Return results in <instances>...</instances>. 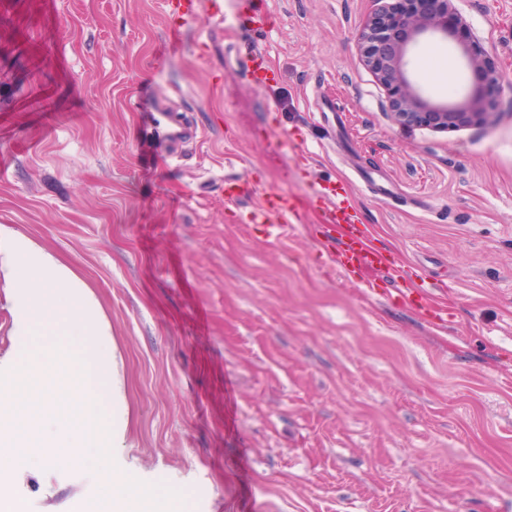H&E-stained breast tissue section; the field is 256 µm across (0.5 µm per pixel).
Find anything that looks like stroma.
<instances>
[{
    "label": "stroma",
    "instance_id": "stroma-1",
    "mask_svg": "<svg viewBox=\"0 0 512 512\" xmlns=\"http://www.w3.org/2000/svg\"><path fill=\"white\" fill-rule=\"evenodd\" d=\"M223 2L176 35L165 0H0V224L69 262L112 326L114 466L183 490V512H512V0L452 2L508 84L488 124L447 132L392 121L355 43L378 0H262L260 29ZM406 62L433 102L470 84L441 35ZM140 97L181 137L151 135ZM318 182L353 190L403 287L342 276L315 213L277 239L240 223ZM27 497L68 512L95 489L65 474ZM244 56L249 63V72L257 87H265L274 80V74L265 57L252 47H244Z\"/></svg>",
    "mask_w": 512,
    "mask_h": 512
}]
</instances>
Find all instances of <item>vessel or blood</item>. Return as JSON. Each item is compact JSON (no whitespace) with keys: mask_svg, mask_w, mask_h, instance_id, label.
Masks as SVG:
<instances>
[{"mask_svg":"<svg viewBox=\"0 0 512 512\" xmlns=\"http://www.w3.org/2000/svg\"><path fill=\"white\" fill-rule=\"evenodd\" d=\"M244 55L256 86L265 87L273 79V72L265 57L248 47ZM310 206L320 214V221L328 230L339 232L341 243L329 259L342 272L353 268H368L374 273L389 276L400 282L405 274L372 244L369 232L358 219V210L352 195L342 187L320 186L308 197ZM250 223L262 225L267 235H281L292 225L301 223L302 214L293 195L284 191L264 194L248 214Z\"/></svg>","mask_w":512,"mask_h":512,"instance_id":"b4317fda","label":"vessel or blood"}]
</instances>
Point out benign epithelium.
I'll return each mask as SVG.
<instances>
[{"mask_svg":"<svg viewBox=\"0 0 512 512\" xmlns=\"http://www.w3.org/2000/svg\"><path fill=\"white\" fill-rule=\"evenodd\" d=\"M361 26L357 46L365 65L390 98L391 117L401 126L453 131L488 122L505 76L488 56L451 0H382ZM427 33L454 42L471 74L469 92L459 100L434 103L411 83L405 69L408 46Z\"/></svg>","mask_w":512,"mask_h":512,"instance_id":"1","label":"benign epithelium"}]
</instances>
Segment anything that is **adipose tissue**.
Returning a JSON list of instances; mask_svg holds the SVG:
<instances>
[{
  "instance_id": "obj_1",
  "label": "adipose tissue",
  "mask_w": 512,
  "mask_h": 512,
  "mask_svg": "<svg viewBox=\"0 0 512 512\" xmlns=\"http://www.w3.org/2000/svg\"><path fill=\"white\" fill-rule=\"evenodd\" d=\"M0 281L14 350L0 355V512H28L25 478L78 469L99 512H180L181 494L114 468L123 447L127 389L112 327L88 283L56 253L0 224Z\"/></svg>"
}]
</instances>
